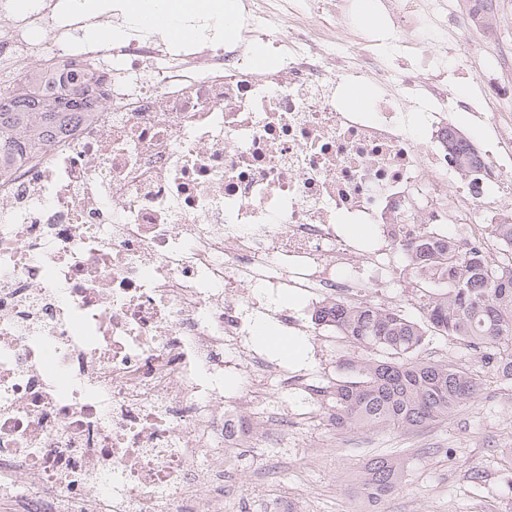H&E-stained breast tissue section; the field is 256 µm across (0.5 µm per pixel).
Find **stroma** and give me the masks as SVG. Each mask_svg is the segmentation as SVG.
<instances>
[{
    "mask_svg": "<svg viewBox=\"0 0 512 512\" xmlns=\"http://www.w3.org/2000/svg\"><path fill=\"white\" fill-rule=\"evenodd\" d=\"M465 39L468 46L485 48L512 42V0H493L489 29L471 27ZM392 259L395 288L385 295L365 288L361 296L418 318L420 293L408 258L397 249ZM282 303L309 329L307 363L286 362L249 338L247 349L323 387L348 378L344 359L372 358V351L314 325L310 298L292 294ZM422 355L480 370L483 385L475 399L447 419L421 429L339 430L330 426L324 406H309L304 393L268 388L269 414H287L288 430L275 446L248 443L225 459L223 512H512V382L445 336L430 337ZM374 455H391L404 465L401 483L379 501L359 492L361 468Z\"/></svg>",
    "mask_w": 512,
    "mask_h": 512,
    "instance_id": "stroma-1",
    "label": "stroma"
}]
</instances>
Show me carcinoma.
I'll use <instances>...</instances> for the list:
<instances>
[{
  "mask_svg": "<svg viewBox=\"0 0 512 512\" xmlns=\"http://www.w3.org/2000/svg\"><path fill=\"white\" fill-rule=\"evenodd\" d=\"M63 68L52 77L56 92L22 90L0 101V171L19 151L40 150L70 120L96 102L92 80L76 83ZM502 256L481 249L460 251L451 237L426 233L407 249L410 274L423 294L422 319L369 300H326L312 315L357 347L381 352L372 360L348 359L357 379L324 391L330 425L337 429H418L444 419L476 397L480 373L421 356L432 333L462 342L481 354L485 366L512 380V223L488 225ZM402 462L388 455L364 462L360 484L370 499L390 493L401 482Z\"/></svg>",
  "mask_w": 512,
  "mask_h": 512,
  "instance_id": "obj_1",
  "label": "carcinoma"
}]
</instances>
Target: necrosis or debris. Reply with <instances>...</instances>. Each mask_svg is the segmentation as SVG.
I'll return each mask as SVG.
<instances>
[{"label": "necrosis or debris", "instance_id": "obj_1", "mask_svg": "<svg viewBox=\"0 0 512 512\" xmlns=\"http://www.w3.org/2000/svg\"><path fill=\"white\" fill-rule=\"evenodd\" d=\"M58 0L0 5V95L71 62L107 71L86 118L0 176V502L8 512H211L248 405L262 438L285 423L271 380L316 396L257 354L225 360L255 308L393 283L392 249L426 224L461 248L512 219V49L455 53L467 19L447 0H386L383 35L351 0H236L237 37L208 17L167 43L122 19L89 38ZM443 45L427 71L387 58ZM473 76L443 89L449 65ZM375 89L363 107L347 87ZM482 125L481 167L463 176L454 120ZM350 224H368L357 238Z\"/></svg>", "mask_w": 512, "mask_h": 512}]
</instances>
